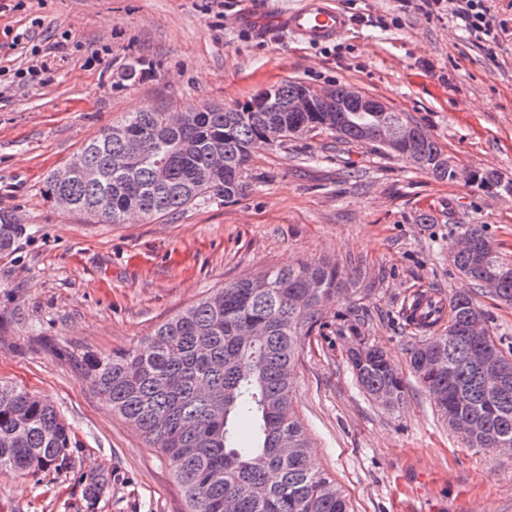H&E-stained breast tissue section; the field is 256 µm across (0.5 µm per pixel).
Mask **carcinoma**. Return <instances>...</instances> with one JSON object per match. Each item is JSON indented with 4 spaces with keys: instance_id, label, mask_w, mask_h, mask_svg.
Wrapping results in <instances>:
<instances>
[{
    "instance_id": "cac0c4a2",
    "label": "carcinoma",
    "mask_w": 512,
    "mask_h": 512,
    "mask_svg": "<svg viewBox=\"0 0 512 512\" xmlns=\"http://www.w3.org/2000/svg\"><path fill=\"white\" fill-rule=\"evenodd\" d=\"M298 87L296 81L268 86L237 108L196 107L185 127L149 108L127 116V136L105 134L83 148L87 161L107 169L110 157L136 155L128 172L107 174L105 184L76 181L65 188L46 178L44 192L72 210L119 224L128 214L144 219L182 212L201 200H230L242 191V174L255 145L279 146L292 138L331 130L345 141L380 144L410 165L439 179L456 169L438 144L402 112H366L348 105L325 112L318 99L311 112H275ZM224 155V170L213 156ZM23 233L12 215L0 212V254H9ZM471 248L451 256L461 274L490 297L512 306V262L501 256L481 224H463ZM243 278L206 295L159 324L142 349L93 356L86 375L112 403V411L138 428L167 458L187 512H351L336 480L310 466L311 442L292 409L293 370L302 337L325 325L327 304L342 296L368 294L337 263L321 261ZM417 328L433 334L415 343L409 368L433 399L440 417L466 429V445L486 452H512V348H503L487 312L469 293L450 297L448 307L421 299ZM483 320L473 336L470 320ZM360 354H347L363 392L389 396L386 408L404 403L406 383L386 351L353 333ZM439 368H430V353ZM240 418L257 426L255 446L240 448L233 429ZM290 451L282 453V443ZM72 445L70 427L56 408L34 393L0 383V470L35 474L46 466L64 469Z\"/></svg>"
}]
</instances>
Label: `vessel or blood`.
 <instances>
[{"instance_id": "vessel-or-blood-1", "label": "vessel or blood", "mask_w": 512, "mask_h": 512, "mask_svg": "<svg viewBox=\"0 0 512 512\" xmlns=\"http://www.w3.org/2000/svg\"><path fill=\"white\" fill-rule=\"evenodd\" d=\"M288 32L300 43L316 45L335 40L349 25L333 0H303L284 15Z\"/></svg>"}]
</instances>
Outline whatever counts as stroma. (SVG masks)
Listing matches in <instances>:
<instances>
[{"label":"stroma","mask_w":512,"mask_h":512,"mask_svg":"<svg viewBox=\"0 0 512 512\" xmlns=\"http://www.w3.org/2000/svg\"><path fill=\"white\" fill-rule=\"evenodd\" d=\"M298 2L0 0V210L23 221L0 256V381L52 403L73 441L66 470L0 473V512H186L170 463L85 377L87 359L144 347L225 283L323 258L374 289L329 303L299 351L292 407L315 468L354 512H512V454L465 447L414 378L398 410L366 397L342 329L351 314L405 365L416 332L401 313L414 295L473 289L448 261L460 225H483L512 260V0L492 2L509 30L491 49L399 0H334L347 30L303 45L279 22ZM381 16L401 23L380 27ZM139 62L145 73L131 76ZM282 80L382 99L436 141L457 179L326 130L257 147L239 196L176 215L101 224L42 193L130 113L229 109ZM489 173L493 187L472 183ZM100 473L109 481L89 495Z\"/></svg>","instance_id":"1"}]
</instances>
